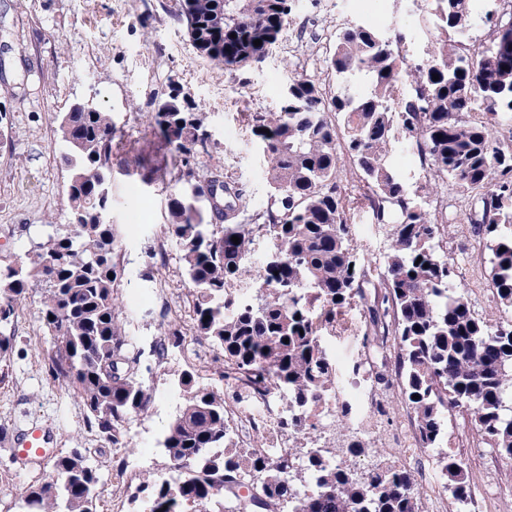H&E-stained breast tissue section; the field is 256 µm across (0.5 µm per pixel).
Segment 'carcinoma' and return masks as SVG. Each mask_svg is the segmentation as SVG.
I'll return each instance as SVG.
<instances>
[{
	"label": "carcinoma",
	"mask_w": 512,
	"mask_h": 512,
	"mask_svg": "<svg viewBox=\"0 0 512 512\" xmlns=\"http://www.w3.org/2000/svg\"><path fill=\"white\" fill-rule=\"evenodd\" d=\"M432 5L438 34L415 65L402 54L412 31L347 24L336 29L327 60L336 94L294 69L275 111L246 113L268 159L266 209L247 213L239 183L211 167L169 199L168 234L190 284L195 336L224 355L216 374L227 387L238 382L258 395L281 389L301 406L335 390L336 368L320 332L361 303L371 326L364 336H391L397 346L394 375L378 372L375 384L400 388L423 447H441L448 419L465 414L512 459V322L490 323L455 291L456 266L439 253L442 223L422 204L439 195L445 179L481 198L475 224L491 251L492 294L512 308V139L497 136L512 124V13L481 10L477 0ZM295 7V0H182L176 18L201 56L233 72L265 59ZM479 23L487 33L477 42L471 31ZM195 109L190 94L173 85L154 114L164 143L185 165L207 150ZM60 125L76 132L61 141L71 224L82 229L50 235L28 260L0 266V325L11 322L33 284H44L48 376L82 401L87 427L107 447L133 448L125 424L150 409L145 377L186 336L162 324L146 347L125 332L117 233L108 218L112 115L76 104ZM398 144L429 156L435 183L409 189L392 167ZM345 157L358 172L349 187L337 180ZM364 203L377 223L394 221L371 303L366 259L350 238L351 211ZM261 236L273 247L256 270L251 254ZM254 279L266 288L237 301L238 288ZM14 343L0 331V384L10 376ZM196 377L181 373L183 406L163 441L170 460L191 471L177 483L139 478L130 500L144 498V512H420L412 474L383 457L359 474L323 465L315 448L269 457L238 447L224 389L200 386ZM335 430L338 447L352 455L372 447L351 430L345 407ZM50 468L56 478L29 486L16 512H102L101 465L90 462L88 449L59 452ZM307 471L320 488L301 499L288 476L303 479ZM443 475L456 512H467L472 490L455 455L446 456Z\"/></svg>",
	"instance_id": "obj_1"
}]
</instances>
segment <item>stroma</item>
Segmentation results:
<instances>
[{
    "mask_svg": "<svg viewBox=\"0 0 512 512\" xmlns=\"http://www.w3.org/2000/svg\"><path fill=\"white\" fill-rule=\"evenodd\" d=\"M181 0H0V35L9 45L0 72V264L30 253L70 222L67 199L69 170L62 158L57 119L77 102L112 114V210L120 262L125 269L119 289L126 332L151 342L161 323L174 321L187 334L184 350L169 355L149 386L153 404L147 414L126 426L137 443L135 455H149V471L161 475L172 463L159 450L182 396H171L183 370L201 369V383L218 385L208 367L220 353L208 340L192 335L189 284L181 253L170 247L160 257L166 237L171 193L183 189L186 169L205 173L212 166L231 174L245 191L248 211L269 201L268 164L245 115L275 109L288 83L287 63L301 61L335 93L336 78L324 60L333 51L337 25L350 22L337 0H298L279 42L264 62L233 73L201 57L176 15ZM189 91L196 112L211 138L208 150L182 166L176 153L163 147L148 127L158 100L171 85ZM446 234L475 237L467 220L480 210L476 198L447 185L444 191ZM352 243L371 259L370 281H377L390 231L371 214L355 213ZM489 253L479 260L461 256L458 291L470 295L492 320H512V311L497 307L491 295L473 294L475 281H489ZM40 290H32L14 321L16 343L13 376L0 388V425L29 421L50 428L49 445L94 448L98 441L85 423V411L73 394L52 382L45 368L50 348L40 320ZM392 413L383 423L378 450L352 459L361 469L384 453L404 465L395 431L407 415L396 390L386 393Z\"/></svg>",
    "mask_w": 512,
    "mask_h": 512,
    "instance_id": "1",
    "label": "stroma"
}]
</instances>
